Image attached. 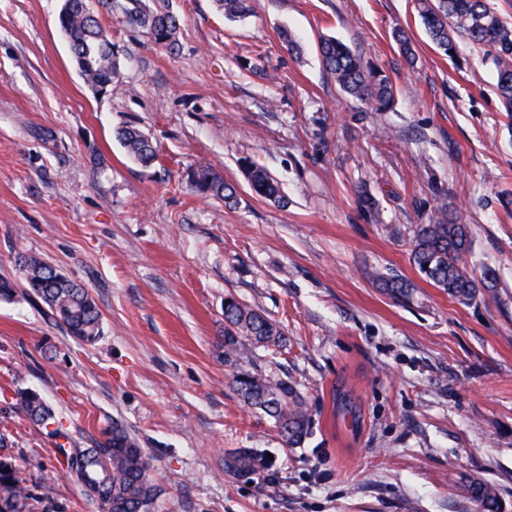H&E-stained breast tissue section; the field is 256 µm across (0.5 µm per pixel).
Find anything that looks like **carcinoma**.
<instances>
[{
    "instance_id": "carcinoma-1",
    "label": "carcinoma",
    "mask_w": 512,
    "mask_h": 512,
    "mask_svg": "<svg viewBox=\"0 0 512 512\" xmlns=\"http://www.w3.org/2000/svg\"><path fill=\"white\" fill-rule=\"evenodd\" d=\"M85 0H73L70 14L58 23L71 52L78 55L93 36L104 30L100 15L84 8ZM229 19L250 14V0H216ZM138 26L152 30L153 44L174 50L179 19L160 8L144 10L138 5L126 10ZM418 14L432 43L446 55L456 49V38L464 37L488 48L497 71V91L506 109L512 112V24L501 19L485 0H418ZM323 68L346 94L371 102L376 110L388 108L394 88L384 72L374 68L333 37L319 43ZM117 139L128 155L144 166L158 161L157 146L133 124L118 130ZM248 182L260 197L282 199L278 182L263 167L245 165ZM192 191L201 197H215L225 203L237 200L235 186L224 181L213 167L199 165L184 174ZM469 227L449 219L442 207L427 224L414 229L411 261L423 280L462 304L480 297L494 298L497 285L486 272L478 279L467 271L464 256L469 251ZM24 279L25 294L40 300L56 324L73 339L87 344L103 335L102 317L89 291L36 255L17 258ZM263 347L286 342L279 324L233 296L224 298V356L238 367L233 385L243 404L273 417L286 443L301 444L309 426L308 407L296 385L286 379L270 378L250 366L245 343ZM17 400L28 419L44 429L56 423L53 410L33 391L20 390ZM60 464L66 474L79 482L101 512H154L156 501L167 492L154 474V468L137 435L127 426L114 422L102 431V439L89 448L58 446ZM238 471H254L260 458L251 451H240L229 459ZM465 490L485 512H498V491L481 479L466 481ZM33 496L19 467L9 455L0 454V512H34Z\"/></svg>"
}]
</instances>
